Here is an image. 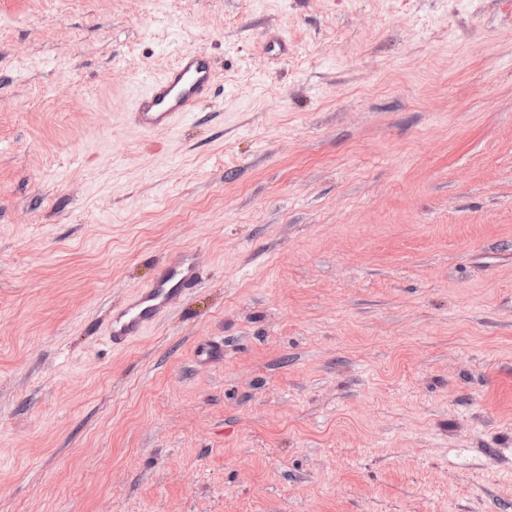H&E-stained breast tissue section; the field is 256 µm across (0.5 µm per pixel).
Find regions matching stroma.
I'll return each instance as SVG.
<instances>
[{"label": "stroma", "mask_w": 512, "mask_h": 512, "mask_svg": "<svg viewBox=\"0 0 512 512\" xmlns=\"http://www.w3.org/2000/svg\"><path fill=\"white\" fill-rule=\"evenodd\" d=\"M0 512H512V0H0ZM216 79L204 49L180 50L169 67L143 76L125 110L126 120L145 135L173 129L210 99ZM204 278L192 254L171 261L158 279L137 289L133 298L112 312L107 327V340L112 348H125L142 336L181 294L199 288Z\"/></svg>", "instance_id": "35a3bbf8"}]
</instances>
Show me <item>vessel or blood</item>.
<instances>
[{"mask_svg":"<svg viewBox=\"0 0 512 512\" xmlns=\"http://www.w3.org/2000/svg\"><path fill=\"white\" fill-rule=\"evenodd\" d=\"M216 79L205 50L178 51L169 67L143 76L139 91L125 110L126 120L146 135L175 128L209 100ZM203 282L193 255L175 258L155 282L137 289L126 305L113 311L106 327L108 341L116 348L127 347L176 297L201 287Z\"/></svg>","mask_w":512,"mask_h":512,"instance_id":"obj_1","label":"vessel or blood"}]
</instances>
